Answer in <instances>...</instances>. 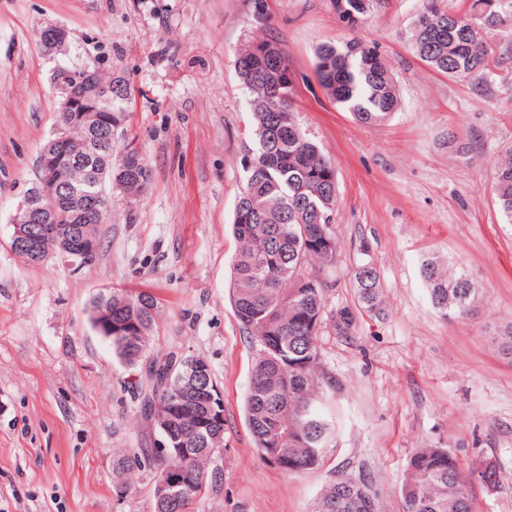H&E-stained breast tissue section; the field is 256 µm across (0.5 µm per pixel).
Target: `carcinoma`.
Returning a JSON list of instances; mask_svg holds the SVG:
<instances>
[{
  "label": "carcinoma",
  "mask_w": 512,
  "mask_h": 512,
  "mask_svg": "<svg viewBox=\"0 0 512 512\" xmlns=\"http://www.w3.org/2000/svg\"><path fill=\"white\" fill-rule=\"evenodd\" d=\"M504 0H426L416 14L410 41L420 59L448 77L485 78L490 73L491 44L485 33L501 24ZM386 0H334L338 18L355 31ZM316 75L335 102L364 124L388 119L398 106L394 77L376 47L353 37L342 46L316 49ZM236 71L249 94L253 124L249 166L235 205L233 234L239 243L231 272L230 301L242 329L256 347L246 400V421L260 458L288 474L316 468L334 438L325 412L336 382L320 371L319 332L328 326L336 336L353 333L356 314L342 307L326 309V269L336 263L337 242L331 230L336 206V172L297 122L288 55L273 39L249 42L239 51ZM104 121L129 115L126 80L116 84ZM85 192L107 189L109 178L151 182V170L136 147L112 162L97 160ZM494 192L505 221L512 224V151L495 162ZM421 273L433 309L444 319L474 314L478 290L469 276L434 257L422 261ZM359 311L384 314L380 277L366 262L354 274ZM104 307L111 326L99 336L125 365L147 362L154 381L143 412L158 405L157 435L164 451L141 448L121 453L112 469V487L124 495L132 473L154 471L153 512H193V505L216 486L209 469L224 436V409L210 371L197 368L193 355L150 362V332L155 299L146 293L100 292L91 308ZM501 354L512 358V322L496 333ZM185 464L181 481L171 469ZM345 491L336 507V484L324 487L313 512H380L368 483L339 479ZM403 512H472L467 480L448 448H419L401 481Z\"/></svg>",
  "instance_id": "cac0c4a2"
}]
</instances>
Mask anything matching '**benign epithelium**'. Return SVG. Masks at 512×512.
I'll return each mask as SVG.
<instances>
[{
	"label": "benign epithelium",
	"mask_w": 512,
	"mask_h": 512,
	"mask_svg": "<svg viewBox=\"0 0 512 512\" xmlns=\"http://www.w3.org/2000/svg\"><path fill=\"white\" fill-rule=\"evenodd\" d=\"M41 46L47 55L59 52L68 43L67 30L49 23L39 30ZM98 71L88 68L53 73L52 84L59 97V113L70 115L68 127L58 126L42 147L38 175L26 189L11 219V249L23 260L40 261L38 244L46 239L60 245L61 254L72 258L74 266L88 253L84 239V222L102 214L112 197L82 194L78 188L91 176L95 159L92 149L101 145L112 151V134L121 123L106 124L100 103L112 95V85L97 79ZM82 129V137L72 136L73 127ZM49 224L66 228L47 229Z\"/></svg>",
	"instance_id": "1"
}]
</instances>
